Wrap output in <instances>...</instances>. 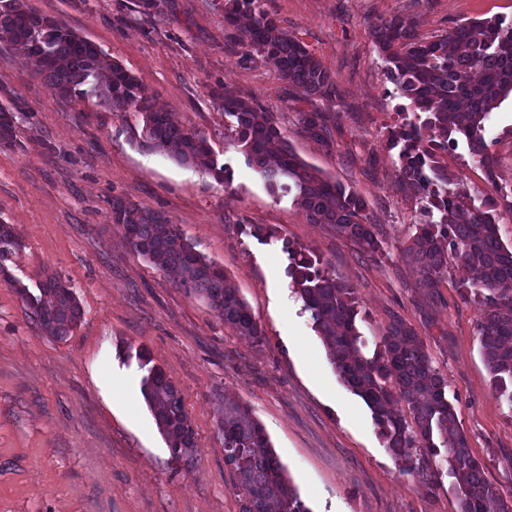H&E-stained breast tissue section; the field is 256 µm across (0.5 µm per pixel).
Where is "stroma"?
<instances>
[{
  "mask_svg": "<svg viewBox=\"0 0 512 512\" xmlns=\"http://www.w3.org/2000/svg\"><path fill=\"white\" fill-rule=\"evenodd\" d=\"M28 2L133 74L154 110L201 131L230 176L217 181L152 147L138 113L58 96L0 43V106L27 115L18 146L0 149V223L23 243L7 263L10 280L0 279V512H241L217 427L220 395L262 426L309 512H457L448 484L428 488L394 458L368 407L343 385L291 287L287 244L352 289L365 336L395 320L413 328L485 479L512 492V404L492 384L475 333L479 310L460 296L463 272L451 269L431 293L401 258L420 204L390 146L403 99L371 34L373 22L395 15L414 18L425 38L472 19L512 20V0H265L336 79L330 152L296 133L299 110L325 103L233 45L226 0H160L148 18L134 0ZM220 85L271 112L299 158L366 200L382 251L361 253L331 225L309 223L291 194L265 182L229 135L234 119L211 96ZM486 140L495 181L511 184V101L492 112ZM444 161L450 190L475 200L490 192L465 145ZM116 197L162 213L223 267L263 345L134 251L112 221ZM256 227L270 239L253 236ZM51 276L72 286L82 311L62 338L35 326L16 291H37ZM150 365L177 388L192 422V467L172 459L147 404L132 413L116 396L140 390Z\"/></svg>",
  "mask_w": 512,
  "mask_h": 512,
  "instance_id": "35a3bbf8",
  "label": "stroma"
}]
</instances>
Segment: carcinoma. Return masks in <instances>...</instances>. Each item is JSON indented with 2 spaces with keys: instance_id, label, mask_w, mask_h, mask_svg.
<instances>
[{
  "instance_id": "1",
  "label": "carcinoma",
  "mask_w": 512,
  "mask_h": 512,
  "mask_svg": "<svg viewBox=\"0 0 512 512\" xmlns=\"http://www.w3.org/2000/svg\"><path fill=\"white\" fill-rule=\"evenodd\" d=\"M224 22L237 32L245 54L272 64L281 79L310 98L338 106L336 81L328 68L301 42L288 36L262 0H229ZM373 37L389 80L410 107L397 112L401 125L393 145L400 146L403 184L421 202L415 233L401 257L421 272L420 286L432 291L448 277L450 262L465 271L461 295L476 303L475 324L484 361L496 389L512 405V248L500 242L494 212L501 197L486 142V121L512 98V21H469L431 40L414 21L401 15L373 25ZM21 52L33 74L61 97L95 96L116 111L142 115L146 139L178 162L201 166L222 182L217 164L200 131L171 124L151 109L150 98L134 75L108 63L98 47L67 25L31 8L27 0H0V43ZM212 97L235 118L234 136L249 163L267 181L283 182L311 223L330 224L360 251L376 254L382 245L366 201L338 182L322 178L294 152L272 115L227 95L223 86ZM414 119H409V116ZM19 113L0 107V148L19 146ZM299 133L326 151L333 140L326 116L299 111ZM466 142L470 155L486 170L493 192L480 203L446 189L448 166L441 163L448 145ZM112 221L123 226L139 255L174 277L175 283L224 316V323L260 345L264 333L224 270L194 252L179 227L161 214L112 199ZM22 247L11 224H0V276L9 279L6 262ZM288 277L310 313L327 356L343 384L372 413L386 448L397 458L421 449L412 466L431 488L442 472L435 457L446 452L448 476L458 512H512L506 495L484 478L483 465L469 448L448 399L447 383L432 366L415 331L392 324L376 337L372 356L362 351L355 297L302 250L284 246ZM27 315L47 335L63 338L77 325L81 311L71 288L49 277L32 294L17 289ZM142 394L163 434L172 458L189 465L197 451L195 432L175 386L157 367L142 380ZM218 430L224 437V463L242 493L241 512H310L270 449L263 428L239 403L217 397Z\"/></svg>"
}]
</instances>
